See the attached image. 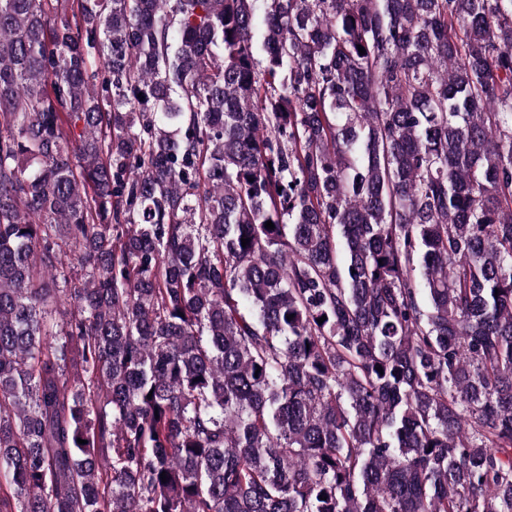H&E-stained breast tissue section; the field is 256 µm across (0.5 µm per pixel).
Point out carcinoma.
I'll return each instance as SVG.
<instances>
[{"label":"carcinoma","mask_w":512,"mask_h":512,"mask_svg":"<svg viewBox=\"0 0 512 512\" xmlns=\"http://www.w3.org/2000/svg\"><path fill=\"white\" fill-rule=\"evenodd\" d=\"M64 2L0 0V512H512V0Z\"/></svg>","instance_id":"1"}]
</instances>
